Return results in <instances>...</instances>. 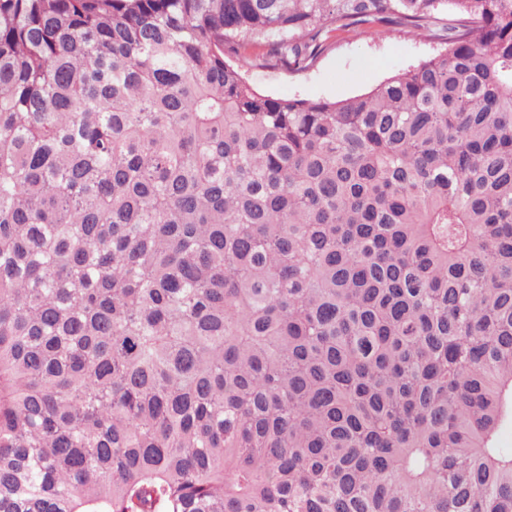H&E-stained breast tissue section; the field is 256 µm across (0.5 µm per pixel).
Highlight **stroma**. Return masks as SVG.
<instances>
[{
	"label": "stroma",
	"mask_w": 512,
	"mask_h": 512,
	"mask_svg": "<svg viewBox=\"0 0 512 512\" xmlns=\"http://www.w3.org/2000/svg\"><path fill=\"white\" fill-rule=\"evenodd\" d=\"M453 11L437 15L424 30L353 24L336 32L305 70L244 63L246 80L259 92L281 98L340 101L369 91L386 78L444 49Z\"/></svg>",
	"instance_id": "1"
}]
</instances>
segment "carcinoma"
I'll use <instances>...</instances> for the list:
<instances>
[{
	"label": "carcinoma",
	"mask_w": 512,
	"mask_h": 512,
	"mask_svg": "<svg viewBox=\"0 0 512 512\" xmlns=\"http://www.w3.org/2000/svg\"><path fill=\"white\" fill-rule=\"evenodd\" d=\"M509 425L512 0H0V512H512ZM451 8L424 30L353 24L336 32L305 70L260 67L241 61L246 80L259 92L281 98L340 101L369 91L386 78L416 66L447 47Z\"/></svg>",
	"instance_id": "1"
}]
</instances>
